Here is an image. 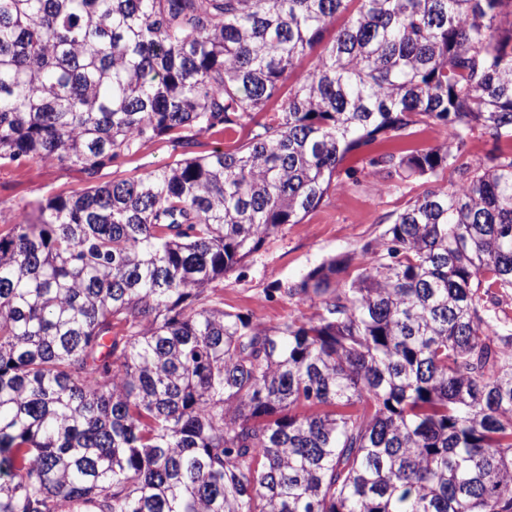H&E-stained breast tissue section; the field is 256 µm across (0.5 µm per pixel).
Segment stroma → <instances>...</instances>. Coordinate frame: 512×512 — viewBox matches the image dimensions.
Instances as JSON below:
<instances>
[{
	"label": "stroma",
	"instance_id": "35a3bbf8",
	"mask_svg": "<svg viewBox=\"0 0 512 512\" xmlns=\"http://www.w3.org/2000/svg\"><path fill=\"white\" fill-rule=\"evenodd\" d=\"M444 135L441 126L419 125L410 135L380 138L348 154L341 174L319 207L300 223L286 225L241 268L225 276L218 291L225 310L250 314L267 328L288 317L309 314V306L288 299L283 288L329 258L360 256L366 244L380 241L394 218L430 187L423 178L371 175L370 159L429 148ZM181 154L180 146L161 136L93 176L79 166L62 167L37 158L2 165L0 225L34 214L48 198L79 194L116 176H140L173 162Z\"/></svg>",
	"mask_w": 512,
	"mask_h": 512
}]
</instances>
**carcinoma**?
Returning <instances> with one entry per match:
<instances>
[{
  "label": "carcinoma",
  "instance_id": "cac0c4a2",
  "mask_svg": "<svg viewBox=\"0 0 512 512\" xmlns=\"http://www.w3.org/2000/svg\"><path fill=\"white\" fill-rule=\"evenodd\" d=\"M431 124L371 164L457 182L275 288L312 316L224 310L348 153ZM476 130L512 141V0H0L1 165L185 149L0 233V512H512V151L461 162ZM238 132H224V128H215L209 131L197 132L193 136L194 145L188 150L193 151L194 155H204L215 149L228 150L233 149L238 143V139L244 138L247 134V128Z\"/></svg>",
  "mask_w": 512,
  "mask_h": 512
}]
</instances>
